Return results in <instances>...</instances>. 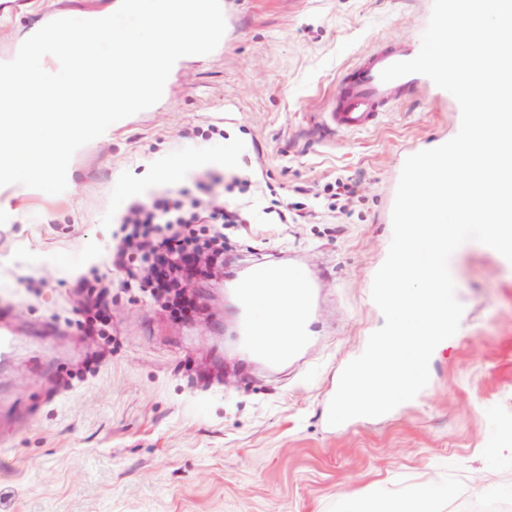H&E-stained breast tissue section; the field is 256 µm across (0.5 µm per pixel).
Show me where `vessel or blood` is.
<instances>
[{
	"label": "vessel or blood",
	"instance_id": "obj_1",
	"mask_svg": "<svg viewBox=\"0 0 512 512\" xmlns=\"http://www.w3.org/2000/svg\"><path fill=\"white\" fill-rule=\"evenodd\" d=\"M407 47L378 45L361 56L352 69L343 74L336 93L322 118L325 131H361L374 127L384 112L408 99L419 88V77L409 74L390 82L381 72L391 64L413 59ZM287 282L282 298L279 334L260 331L251 312L258 300L259 283ZM238 308V328L242 347L256 360L272 368L298 362L312 342V318L319 308L316 276L303 262L276 258L247 264L231 277Z\"/></svg>",
	"mask_w": 512,
	"mask_h": 512
}]
</instances>
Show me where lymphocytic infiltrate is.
<instances>
[{
  "mask_svg": "<svg viewBox=\"0 0 512 512\" xmlns=\"http://www.w3.org/2000/svg\"><path fill=\"white\" fill-rule=\"evenodd\" d=\"M220 182L211 174L198 181L196 192L132 202L120 219L122 235L112 246L110 262L125 270L124 287L151 297L180 320H191L199 310L184 289L197 255L223 264L225 229L245 221L240 208L225 207L213 197Z\"/></svg>",
  "mask_w": 512,
  "mask_h": 512,
  "instance_id": "1",
  "label": "lymphocytic infiltrate"
}]
</instances>
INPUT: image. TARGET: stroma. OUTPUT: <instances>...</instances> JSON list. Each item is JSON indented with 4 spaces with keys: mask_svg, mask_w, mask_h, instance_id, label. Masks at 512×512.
<instances>
[{
    "mask_svg": "<svg viewBox=\"0 0 512 512\" xmlns=\"http://www.w3.org/2000/svg\"><path fill=\"white\" fill-rule=\"evenodd\" d=\"M114 0H19L0 16V60L54 11L107 14ZM433 0H231L223 49L172 71L162 99L71 161L66 191L0 187V303L21 326L0 363V512H362L373 498L434 512H512V263L463 244L451 274L464 312L432 354L428 385L380 419L329 425L343 368L384 316L369 299L392 239L406 158L453 138L460 106L434 83L371 129L320 126L340 74L391 40L420 47ZM205 157L171 180L160 163ZM245 173L234 270L288 255L320 275L313 345L271 370L233 348L224 284L192 281L202 307L173 320L124 290L113 234L131 199ZM361 189L343 213L270 224L271 199ZM112 283L107 335L86 333L77 279Z\"/></svg>",
    "mask_w": 512,
    "mask_h": 512,
    "instance_id": "obj_1",
    "label": "stroma"
}]
</instances>
